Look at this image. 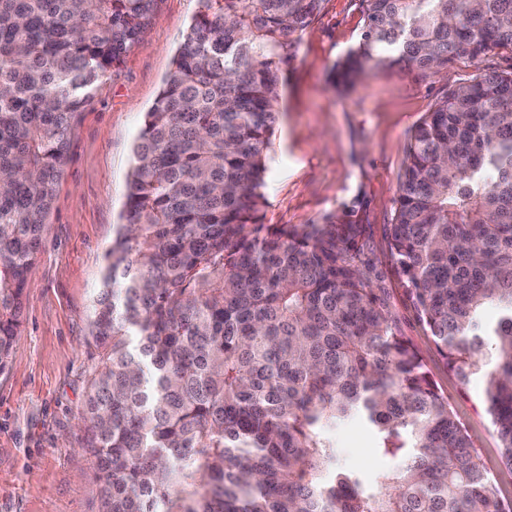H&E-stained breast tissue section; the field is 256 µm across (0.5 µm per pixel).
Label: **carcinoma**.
I'll return each mask as SVG.
<instances>
[{"instance_id":"obj_1","label":"carcinoma","mask_w":512,"mask_h":512,"mask_svg":"<svg viewBox=\"0 0 512 512\" xmlns=\"http://www.w3.org/2000/svg\"><path fill=\"white\" fill-rule=\"evenodd\" d=\"M160 2L0 0V373L75 113ZM198 2L92 305L82 417L102 512H512L390 295L399 281L462 383L483 373L512 469V72L448 91L414 130L386 266L350 211L262 222L286 66L324 0ZM361 4L330 74L344 89L512 49V0ZM351 422L400 464L372 482L345 467Z\"/></svg>"}]
</instances>
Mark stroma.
<instances>
[{"label": "stroma", "mask_w": 512, "mask_h": 512, "mask_svg": "<svg viewBox=\"0 0 512 512\" xmlns=\"http://www.w3.org/2000/svg\"><path fill=\"white\" fill-rule=\"evenodd\" d=\"M198 0H161L150 29L103 90L77 112L38 257L29 271L21 334L0 374V512H99L100 488L78 424L98 363L90 336L93 295L125 201L132 144L172 67ZM364 30L360 0H324L287 67L263 192L267 224H317L355 211L382 229L394 217L406 148L415 127L449 89L486 70L512 71V50L450 63L443 74H367L348 92L331 67ZM395 307L438 389L465 425L499 499L512 504V469L486 412L485 379L460 383L416 318L402 288ZM344 463L367 470L380 459L367 431L336 434Z\"/></svg>", "instance_id": "1"}]
</instances>
